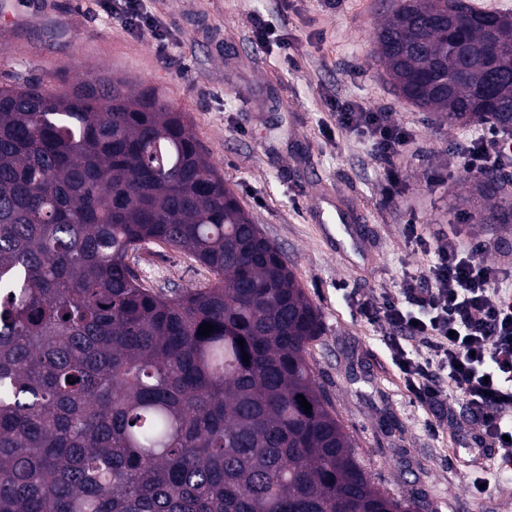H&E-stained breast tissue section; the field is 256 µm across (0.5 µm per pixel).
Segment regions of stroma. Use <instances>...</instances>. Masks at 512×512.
<instances>
[{"mask_svg":"<svg viewBox=\"0 0 512 512\" xmlns=\"http://www.w3.org/2000/svg\"><path fill=\"white\" fill-rule=\"evenodd\" d=\"M389 0H146L167 27L158 55L149 35L122 28L99 0H0V83L73 84L90 71L157 89L186 112L209 160L288 265L322 317L310 347L317 382L353 438L375 484L412 512H512V470L472 448L461 403L417 402L388 347L390 329L367 321L361 301L399 294L430 257L407 243L416 224L429 245L449 230L484 242L512 271V225L479 224L463 203L465 173L449 154L472 126L448 128L401 101L369 52ZM287 34L289 53L259 47L254 15ZM354 98L406 127L395 179L371 145L338 128L334 101ZM441 173L439 181L424 170ZM128 261L145 286L184 290L209 273L189 256L149 245ZM486 477L483 495L472 487Z\"/></svg>","mask_w":512,"mask_h":512,"instance_id":"35a3bbf8","label":"stroma"}]
</instances>
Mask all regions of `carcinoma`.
Masks as SVG:
<instances>
[{"label":"carcinoma","instance_id":"obj_1","mask_svg":"<svg viewBox=\"0 0 512 512\" xmlns=\"http://www.w3.org/2000/svg\"><path fill=\"white\" fill-rule=\"evenodd\" d=\"M439 2L390 0L372 55L399 99L448 125L495 120L512 108V15L461 0L445 21ZM492 25L506 38L487 71ZM466 181L480 219L512 224L498 171ZM150 243L207 282L143 286L127 259ZM321 335L157 91L102 75L0 86V512H405L316 382Z\"/></svg>","mask_w":512,"mask_h":512}]
</instances>
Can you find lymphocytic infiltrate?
Wrapping results in <instances>:
<instances>
[{
	"label": "lymphocytic infiltrate",
	"instance_id": "f902f5d3",
	"mask_svg": "<svg viewBox=\"0 0 512 512\" xmlns=\"http://www.w3.org/2000/svg\"><path fill=\"white\" fill-rule=\"evenodd\" d=\"M117 14L127 29L149 34L157 53H167L164 24L145 11L143 0H120ZM334 108L338 126L371 143L386 175L394 176L409 130L353 99ZM453 154L473 174L512 168V133L488 128L456 144ZM361 313L391 328L389 345L415 400L458 397L479 426L474 445L512 461V289L482 241L449 233L427 267L409 276L407 288L367 298Z\"/></svg>",
	"mask_w": 512,
	"mask_h": 512
}]
</instances>
